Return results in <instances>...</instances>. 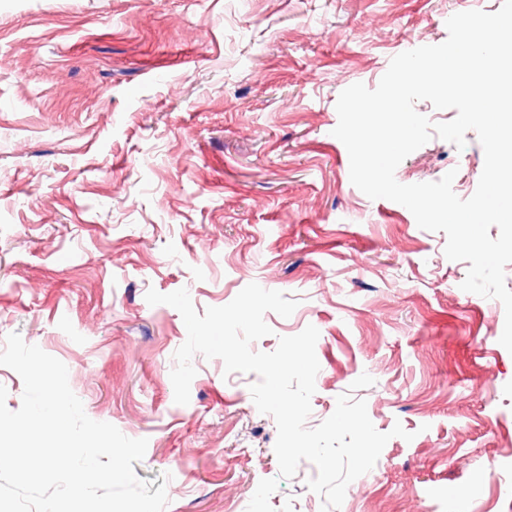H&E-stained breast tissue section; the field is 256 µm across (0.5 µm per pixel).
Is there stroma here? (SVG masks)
<instances>
[{
    "label": "stroma",
    "mask_w": 512,
    "mask_h": 512,
    "mask_svg": "<svg viewBox=\"0 0 512 512\" xmlns=\"http://www.w3.org/2000/svg\"><path fill=\"white\" fill-rule=\"evenodd\" d=\"M503 0H0V349L8 334L62 361L93 420L147 439L134 471L170 474L167 512H246L275 478V512H321L301 462L279 476L277 427L249 390L194 356L148 289L187 288L197 312L249 283L297 300L252 345L319 331L308 427L343 393L394 424L369 482L339 512H512V354L502 303L463 291L403 205L354 187L333 136L348 86L376 88L391 59L446 41L447 19ZM440 138L407 156L403 184L484 166ZM374 383L353 389L361 374Z\"/></svg>",
    "instance_id": "stroma-1"
}]
</instances>
